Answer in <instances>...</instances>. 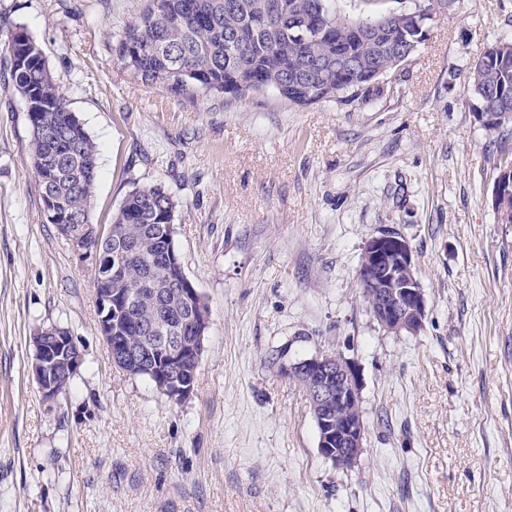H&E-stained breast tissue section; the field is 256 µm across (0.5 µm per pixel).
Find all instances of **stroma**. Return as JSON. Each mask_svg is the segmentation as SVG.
Here are the masks:
<instances>
[{
  "label": "stroma",
  "mask_w": 512,
  "mask_h": 512,
  "mask_svg": "<svg viewBox=\"0 0 512 512\" xmlns=\"http://www.w3.org/2000/svg\"><path fill=\"white\" fill-rule=\"evenodd\" d=\"M145 0H0V512H512V224L467 73L512 42V0H456L370 104L171 95L134 82L118 33ZM42 47L99 149L93 224L134 188L176 199L173 241L210 314L194 390L118 370L90 267L43 213L11 25ZM406 237L427 302L396 335L356 278L365 242ZM69 329L85 362L59 403L32 338ZM361 378L365 451L318 450L297 362Z\"/></svg>",
  "instance_id": "1"
}]
</instances>
